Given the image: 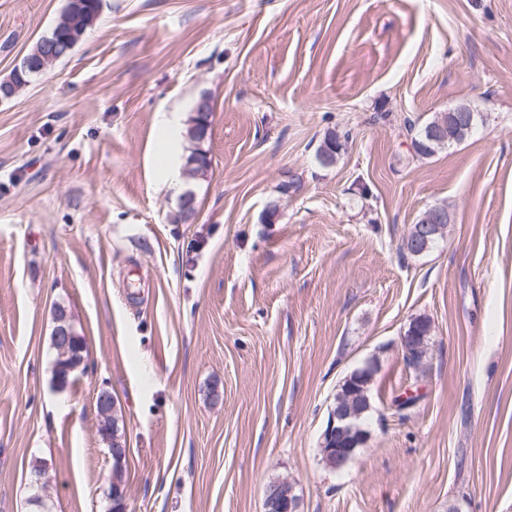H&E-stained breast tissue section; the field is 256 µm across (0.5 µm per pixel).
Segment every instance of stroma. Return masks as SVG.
Returning <instances> with one entry per match:
<instances>
[{
	"instance_id": "stroma-1",
	"label": "stroma",
	"mask_w": 512,
	"mask_h": 512,
	"mask_svg": "<svg viewBox=\"0 0 512 512\" xmlns=\"http://www.w3.org/2000/svg\"><path fill=\"white\" fill-rule=\"evenodd\" d=\"M65 4L0 0V81ZM462 102L473 131L416 155L406 120ZM197 147L173 190L164 159ZM435 205L444 240L408 254ZM59 305L85 343L63 389ZM369 363L370 439L331 469L336 389ZM103 390L127 512H263L284 477L303 512H512V0H103L0 102V512H110ZM211 101V99L209 98ZM207 97H201L194 105V112H199L193 118V124L188 130V137L191 141L196 144H200L207 136V132L210 125V115L213 112V106L208 111L210 102ZM414 322L416 323L414 336H410V334L406 332L401 336V343H403L404 346L409 345L414 337L420 336L414 341L410 349V355L404 353V359L409 367H418L421 364L428 350L431 333V323L428 318L419 317L416 318ZM421 336L427 337L423 340Z\"/></svg>"
}]
</instances>
